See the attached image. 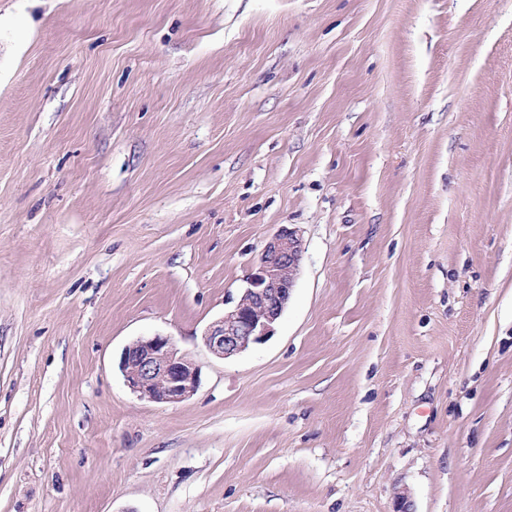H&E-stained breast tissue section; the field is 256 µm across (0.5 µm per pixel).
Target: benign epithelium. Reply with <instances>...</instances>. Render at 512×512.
I'll list each match as a JSON object with an SVG mask.
<instances>
[{
	"label": "benign epithelium",
	"instance_id": "1",
	"mask_svg": "<svg viewBox=\"0 0 512 512\" xmlns=\"http://www.w3.org/2000/svg\"><path fill=\"white\" fill-rule=\"evenodd\" d=\"M303 251L298 230H277L233 305L205 329L203 341L213 355L232 357L272 335L295 286ZM119 369L134 394L158 404L183 402L199 384V366L179 353L170 337L160 334L125 346Z\"/></svg>",
	"mask_w": 512,
	"mask_h": 512
}]
</instances>
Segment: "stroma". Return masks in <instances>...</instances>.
Instances as JSON below:
<instances>
[{
	"mask_svg": "<svg viewBox=\"0 0 512 512\" xmlns=\"http://www.w3.org/2000/svg\"><path fill=\"white\" fill-rule=\"evenodd\" d=\"M283 226L265 342L206 327ZM171 336L193 396L140 399ZM512 512V0H0V512ZM119 369L140 399L158 404L185 401L196 391L200 368L180 354L169 336L140 337L123 349Z\"/></svg>",
	"mask_w": 512,
	"mask_h": 512,
	"instance_id": "35a3bbf8",
	"label": "stroma"
}]
</instances>
